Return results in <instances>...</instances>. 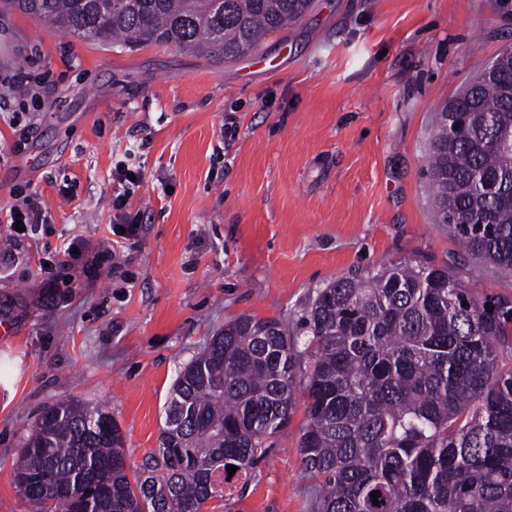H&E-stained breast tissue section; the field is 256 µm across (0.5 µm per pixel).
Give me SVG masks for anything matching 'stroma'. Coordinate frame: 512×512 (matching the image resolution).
Instances as JSON below:
<instances>
[{"label":"stroma","mask_w":512,"mask_h":512,"mask_svg":"<svg viewBox=\"0 0 512 512\" xmlns=\"http://www.w3.org/2000/svg\"><path fill=\"white\" fill-rule=\"evenodd\" d=\"M510 44L502 0H313L292 29L232 62L101 45L0 12V76L31 75L41 99L0 103V221L20 187L50 219L18 248L0 241L11 329L0 335V512H37L13 465L62 401L106 407L128 476L141 473L178 371L239 316L298 332L319 288L404 259L512 299V279L436 224L422 175L436 111ZM123 159L144 175L130 202L137 236L116 269L46 292L42 266L56 264L61 237L111 242ZM306 422L299 395L246 483L203 512H312Z\"/></svg>","instance_id":"1"}]
</instances>
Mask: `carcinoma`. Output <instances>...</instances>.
Segmentation results:
<instances>
[{
	"label": "carcinoma",
	"mask_w": 512,
	"mask_h": 512,
	"mask_svg": "<svg viewBox=\"0 0 512 512\" xmlns=\"http://www.w3.org/2000/svg\"><path fill=\"white\" fill-rule=\"evenodd\" d=\"M99 43L165 44L236 61L312 0H0ZM512 53L435 114L426 160L437 223L475 260L512 277ZM305 371L297 373L301 356ZM319 479L315 512H512V300H476L446 267L399 261L318 289L299 333L243 315L179 371L160 457L129 480L104 407L44 410L14 464L40 512H201L247 477L288 421ZM378 491V502L371 492Z\"/></svg>",
	"instance_id": "cac0c4a2"
}]
</instances>
